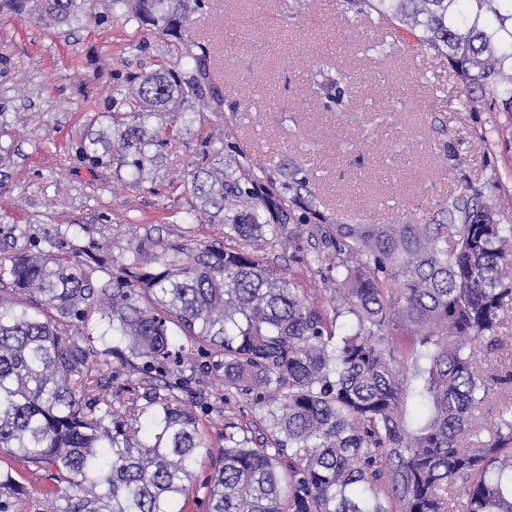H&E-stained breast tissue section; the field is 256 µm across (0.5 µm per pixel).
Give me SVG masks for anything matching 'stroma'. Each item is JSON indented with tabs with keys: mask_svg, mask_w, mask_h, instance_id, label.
<instances>
[{
	"mask_svg": "<svg viewBox=\"0 0 512 512\" xmlns=\"http://www.w3.org/2000/svg\"><path fill=\"white\" fill-rule=\"evenodd\" d=\"M193 30L211 52L231 141L272 176L297 167L329 213L390 224L410 212L436 214L449 193L471 185L497 199L502 221L512 223V113L460 111L447 61L411 36L379 54L385 27L344 17L340 0H206ZM182 51L118 11L55 30L33 17L0 16V146L12 151L0 171V265L28 237L54 252H94L106 241L116 264L129 240L146 236L241 248L201 211L191 187L187 164L205 117L151 118L153 182H135L136 146L113 140L129 109L124 76L173 64ZM327 75L342 90L331 105L317 89ZM91 139L104 161L98 168L77 154ZM446 141L457 160L444 158ZM315 248L303 238L298 248H268L263 257L303 287L320 289L321 276L302 261ZM182 356L184 404L211 434L242 426L265 443L261 412L245 399H225L202 348L184 342ZM6 471L27 492L11 512H44L45 473L4 455Z\"/></svg>",
	"mask_w": 512,
	"mask_h": 512,
	"instance_id": "obj_1",
	"label": "stroma"
}]
</instances>
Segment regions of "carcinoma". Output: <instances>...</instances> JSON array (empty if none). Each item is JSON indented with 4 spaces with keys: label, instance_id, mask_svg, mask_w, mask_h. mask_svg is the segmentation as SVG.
<instances>
[{
    "label": "carcinoma",
    "instance_id": "1",
    "mask_svg": "<svg viewBox=\"0 0 512 512\" xmlns=\"http://www.w3.org/2000/svg\"><path fill=\"white\" fill-rule=\"evenodd\" d=\"M140 26L186 44L178 64L126 78L131 125L156 112L223 111L191 16L202 0H110ZM375 13L448 61L465 112H512V0H343ZM92 0H0V14L48 28L88 17ZM208 130L190 162L200 207L220 205L224 236L246 243L130 241L110 270L35 241L0 268V452L51 472L48 512H176L211 459L206 512H512V409L481 423L491 381L475 344L492 353L512 298V225L476 189L438 213L398 224L325 215L305 179L282 180L242 151L216 156ZM323 249L305 263L336 283L324 307L265 264L266 244L297 232ZM101 271L107 278H97ZM100 314L112 345L68 334ZM221 360L224 390L268 424L269 448L224 434L216 449L173 378L181 338ZM137 361L116 388L105 355Z\"/></svg>",
    "mask_w": 512,
    "mask_h": 512
}]
</instances>
